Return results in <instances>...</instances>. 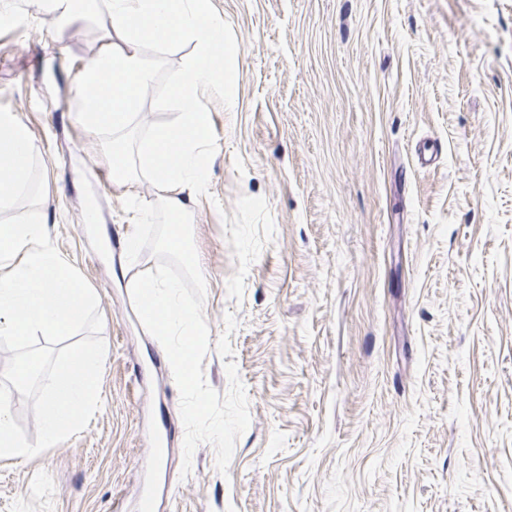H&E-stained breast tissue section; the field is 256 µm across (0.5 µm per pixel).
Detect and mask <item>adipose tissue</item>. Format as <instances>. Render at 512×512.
<instances>
[{
	"label": "adipose tissue",
	"mask_w": 512,
	"mask_h": 512,
	"mask_svg": "<svg viewBox=\"0 0 512 512\" xmlns=\"http://www.w3.org/2000/svg\"><path fill=\"white\" fill-rule=\"evenodd\" d=\"M53 14L59 32L97 21L110 28L114 41L101 48L78 78L75 110L91 130L112 131V177L137 197L141 174L154 184V200L141 203L143 223L158 209L178 212L182 222L168 235L180 238L190 222L196 198L206 191L211 155L209 114L204 98L223 90L224 29L210 18L208 0H39ZM173 50L193 47L174 76L177 109L173 121L136 137L140 93L154 84L162 59L148 44ZM0 210L31 189L35 148L27 128L9 112L0 113ZM44 219L0 223V335L69 336L78 317L94 308L93 295L59 258L44 230Z\"/></svg>",
	"instance_id": "obj_1"
}]
</instances>
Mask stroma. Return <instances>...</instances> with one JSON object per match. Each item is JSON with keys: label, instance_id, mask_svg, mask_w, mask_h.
Returning a JSON list of instances; mask_svg holds the SVG:
<instances>
[{"label": "stroma", "instance_id": "obj_1", "mask_svg": "<svg viewBox=\"0 0 512 512\" xmlns=\"http://www.w3.org/2000/svg\"><path fill=\"white\" fill-rule=\"evenodd\" d=\"M232 78L207 98L194 209L206 383L236 363L250 414L227 473L182 475L180 391L128 283L110 131L72 107L106 43L0 12V113L28 129L40 215L99 298L100 407L33 459L0 458V512H512V0H210ZM185 44L144 91L170 121ZM440 151L417 164L423 144Z\"/></svg>", "mask_w": 512, "mask_h": 512}]
</instances>
